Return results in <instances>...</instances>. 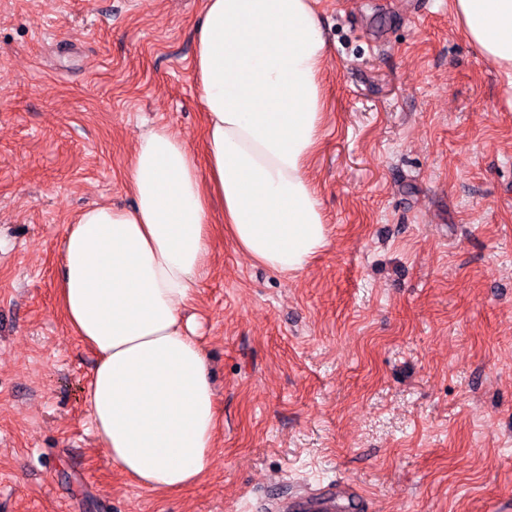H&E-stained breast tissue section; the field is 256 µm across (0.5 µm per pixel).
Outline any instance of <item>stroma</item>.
<instances>
[{"instance_id":"obj_1","label":"stroma","mask_w":512,"mask_h":512,"mask_svg":"<svg viewBox=\"0 0 512 512\" xmlns=\"http://www.w3.org/2000/svg\"><path fill=\"white\" fill-rule=\"evenodd\" d=\"M330 55L310 175L330 244L283 277L215 229L184 312L216 391L202 480L138 486L82 400L65 224L133 207L140 131L203 150V0H0V512H261L346 482L364 512L512 504V85L450 0H315Z\"/></svg>"}]
</instances>
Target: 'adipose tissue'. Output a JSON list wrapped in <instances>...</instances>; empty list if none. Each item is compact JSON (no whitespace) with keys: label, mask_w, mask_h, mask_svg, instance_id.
I'll return each instance as SVG.
<instances>
[{"label":"adipose tissue","mask_w":512,"mask_h":512,"mask_svg":"<svg viewBox=\"0 0 512 512\" xmlns=\"http://www.w3.org/2000/svg\"><path fill=\"white\" fill-rule=\"evenodd\" d=\"M454 3L468 39L512 79V0ZM327 56L312 0H205L193 61L204 158L168 127L140 133L135 207L90 206L64 228L60 303L98 354L83 403L100 448L139 485L196 484L216 446L215 389L183 315L209 255L211 199L238 248L277 273L329 244L307 174Z\"/></svg>","instance_id":"adipose-tissue-1"}]
</instances>
